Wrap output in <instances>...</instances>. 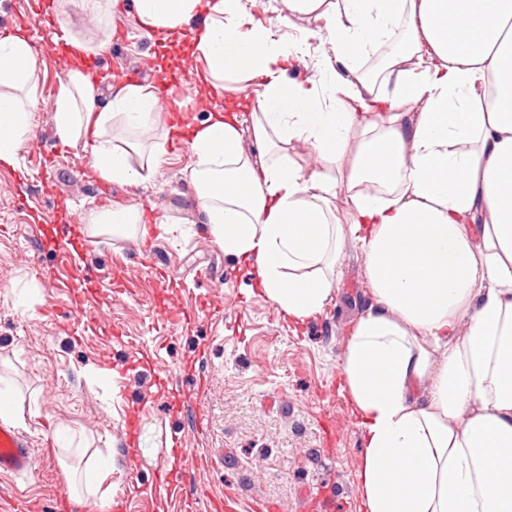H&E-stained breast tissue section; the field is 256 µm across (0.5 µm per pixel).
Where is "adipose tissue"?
Listing matches in <instances>:
<instances>
[{"mask_svg":"<svg viewBox=\"0 0 512 512\" xmlns=\"http://www.w3.org/2000/svg\"><path fill=\"white\" fill-rule=\"evenodd\" d=\"M118 2L82 0L97 40L63 31L76 65L53 120L101 179L138 183L171 134L157 94L102 88L78 66L107 52ZM132 7L164 35L202 17L193 41L211 87L258 88L248 127L212 117L189 145L190 203L259 295L310 321L333 299L344 241L365 258L374 303L338 366L362 438L361 512H512V0ZM300 67L309 77L288 78ZM37 69L33 42L0 39L2 163L34 136ZM87 224L143 239L175 230L136 205Z\"/></svg>","mask_w":512,"mask_h":512,"instance_id":"1","label":"adipose tissue"}]
</instances>
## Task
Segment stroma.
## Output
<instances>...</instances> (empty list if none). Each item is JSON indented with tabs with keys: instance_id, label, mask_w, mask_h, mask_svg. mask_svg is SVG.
Instances as JSON below:
<instances>
[{
	"instance_id": "35a3bbf8",
	"label": "stroma",
	"mask_w": 512,
	"mask_h": 512,
	"mask_svg": "<svg viewBox=\"0 0 512 512\" xmlns=\"http://www.w3.org/2000/svg\"><path fill=\"white\" fill-rule=\"evenodd\" d=\"M32 0H0V32L31 29L38 51L34 136L18 163L0 165V376L13 382L26 413L18 430L35 450L31 470L0 488L54 512L79 458L56 450V426L75 433L88 458L114 456V505L173 512L154 491L158 467L172 463L179 483L209 497L232 492L309 512L319 492L333 512H360V434L337 384L338 360L360 311L374 299L358 248L345 245L334 299L314 320L294 324L252 291L247 266L225 255L187 200L197 159L173 135L168 154L142 184L90 174L87 151L60 142L52 116L70 64L34 30ZM187 45L163 50L122 5L97 70L106 84L121 72L188 78ZM257 95L200 89L183 107L190 124L233 108L247 120ZM154 206L148 221L174 233L148 242L94 235L85 220L103 207ZM80 231L68 259L46 241ZM179 310V324L158 304ZM139 417L135 450L122 430ZM181 441L183 452L168 450ZM218 467L202 465L205 456Z\"/></svg>"
}]
</instances>
